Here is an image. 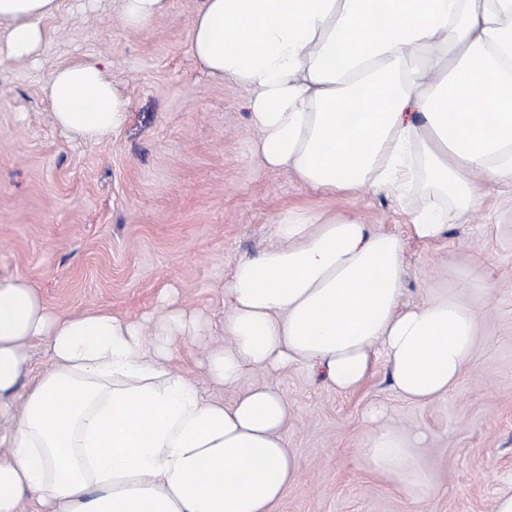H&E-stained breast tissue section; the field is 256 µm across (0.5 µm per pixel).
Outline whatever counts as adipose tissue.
Here are the masks:
<instances>
[{"label":"adipose tissue","mask_w":512,"mask_h":512,"mask_svg":"<svg viewBox=\"0 0 512 512\" xmlns=\"http://www.w3.org/2000/svg\"><path fill=\"white\" fill-rule=\"evenodd\" d=\"M59 2L0 0V55L36 61ZM189 44L203 72L252 91L266 167L316 189L417 182L418 239L469 212L478 179L512 184V0H201ZM46 94L73 139L102 144L127 122L130 99L99 60L57 67ZM272 235L224 280L220 344L167 291L158 318L60 315L30 282L0 277V512H271L301 466L287 398L241 388L248 374L319 363L351 392L378 352L409 403L457 386L476 315L448 298L402 304L400 237L300 211ZM33 340L50 365L27 382ZM179 341L203 349L210 384L237 388L232 402L171 368ZM416 443L377 430L363 455L422 490Z\"/></svg>","instance_id":"1"}]
</instances>
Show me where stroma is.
<instances>
[{
	"label": "stroma",
	"instance_id": "35a3bbf8",
	"mask_svg": "<svg viewBox=\"0 0 512 512\" xmlns=\"http://www.w3.org/2000/svg\"><path fill=\"white\" fill-rule=\"evenodd\" d=\"M200 0H169L151 27L127 28L117 0L92 11L61 0L47 18L38 63L0 57V277L29 281L63 314L102 308L132 319L161 315L171 288L213 324L236 261L273 245L287 210L348 216L404 241L402 303L449 296L477 315V345L459 384L424 406L398 397L383 359L355 391L332 388L322 367L269 376L291 405L286 441L301 476L272 512H492L512 490V186L481 181L480 199L435 241L410 236L418 192L354 194L270 169L256 152L248 92L207 76L189 51ZM105 57L131 99L124 129L102 145L79 143L52 119L51 71ZM486 284L474 294L475 283ZM383 426L424 432L416 451L429 493L401 490L361 450L370 406Z\"/></svg>",
	"mask_w": 512,
	"mask_h": 512
}]
</instances>
